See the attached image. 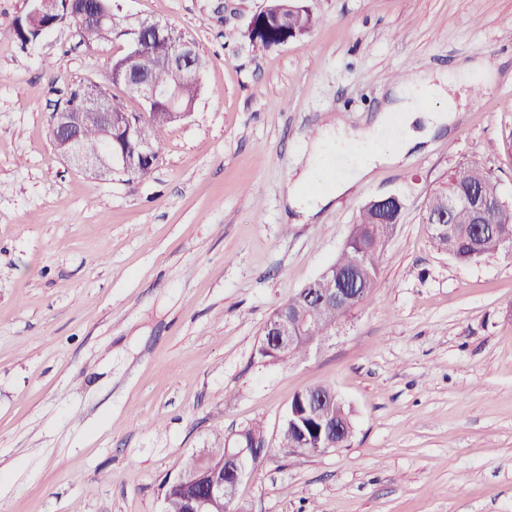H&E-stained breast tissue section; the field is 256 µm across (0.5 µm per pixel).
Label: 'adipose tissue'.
<instances>
[{
    "label": "adipose tissue",
    "mask_w": 512,
    "mask_h": 512,
    "mask_svg": "<svg viewBox=\"0 0 512 512\" xmlns=\"http://www.w3.org/2000/svg\"><path fill=\"white\" fill-rule=\"evenodd\" d=\"M473 75L490 83L496 79L497 70L486 58L478 57L462 62L445 74L411 75L391 86L388 99L373 126L349 132L340 124L325 129L310 143L306 165L288 187L291 206L303 208L310 214L317 213L331 197L341 196L356 184L368 181L377 166L397 164L419 144L452 125L457 119L458 105L449 89ZM394 119L401 124L400 139L392 145L377 141L378 128ZM350 149L356 151L357 158L349 172L336 178L331 193L318 191L319 182L326 176L325 159Z\"/></svg>",
    "instance_id": "1"
}]
</instances>
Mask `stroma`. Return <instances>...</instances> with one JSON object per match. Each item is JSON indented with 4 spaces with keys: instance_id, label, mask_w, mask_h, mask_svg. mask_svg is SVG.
<instances>
[{
    "instance_id": "1",
    "label": "stroma",
    "mask_w": 512,
    "mask_h": 512,
    "mask_svg": "<svg viewBox=\"0 0 512 512\" xmlns=\"http://www.w3.org/2000/svg\"><path fill=\"white\" fill-rule=\"evenodd\" d=\"M310 34L262 48L266 0H120L209 64L150 174H86L53 148L71 87L126 50L67 24L21 45L29 0H0V512H163L190 456L261 422L277 447L297 392L351 406L347 446L278 456L239 486L247 512H512V257L462 265L422 214L461 161L512 202V0H304ZM484 54L457 120L312 218L288 182L386 85ZM404 201L370 300L319 350L260 358L273 313L344 247L360 208Z\"/></svg>"
}]
</instances>
